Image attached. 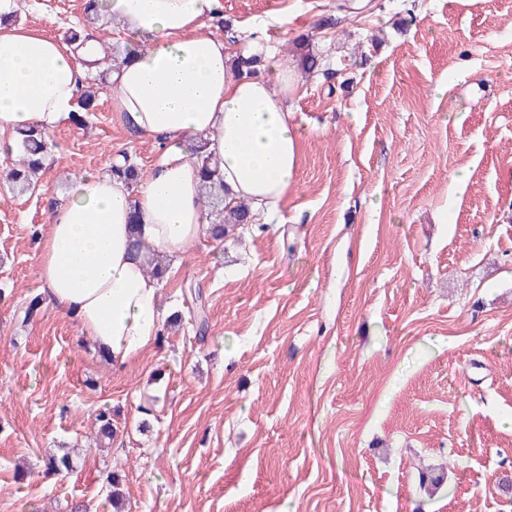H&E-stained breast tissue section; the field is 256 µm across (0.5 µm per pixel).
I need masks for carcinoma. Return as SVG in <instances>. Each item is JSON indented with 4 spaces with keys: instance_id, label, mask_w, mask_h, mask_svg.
Segmentation results:
<instances>
[{
    "instance_id": "cac0c4a2",
    "label": "carcinoma",
    "mask_w": 512,
    "mask_h": 512,
    "mask_svg": "<svg viewBox=\"0 0 512 512\" xmlns=\"http://www.w3.org/2000/svg\"><path fill=\"white\" fill-rule=\"evenodd\" d=\"M296 45L302 48L299 63L307 74H313L321 70L320 57L310 51V47L303 40L296 41ZM99 91L88 85L80 94L79 110L90 113L96 110ZM50 135L44 130L33 127L18 134L17 151L19 158L13 163L8 173V179L12 183V189L20 194L34 189L35 183L32 176L43 168L48 156ZM195 154L201 161V199L206 210V218L209 219V237L221 240L229 232L238 229L248 223L250 209L247 203L241 202L233 208L224 206V179L221 176L216 163L206 146L201 144L195 149ZM112 176L123 181L127 185L137 183L140 173L137 166L130 162L128 157L123 161L110 166ZM96 436L99 440H112L114 435L112 423V410L104 408L98 411L95 417ZM74 463L69 454L64 453L51 458L49 469L57 474L70 473Z\"/></svg>"
}]
</instances>
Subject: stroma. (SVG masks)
<instances>
[{
    "label": "stroma",
    "mask_w": 512,
    "mask_h": 512,
    "mask_svg": "<svg viewBox=\"0 0 512 512\" xmlns=\"http://www.w3.org/2000/svg\"><path fill=\"white\" fill-rule=\"evenodd\" d=\"M14 23L62 41L86 0H16ZM208 26L323 59L288 100L285 221L188 246L159 297L181 322L116 374L23 308L52 201L157 143L105 93L52 131L34 191L0 151V512H117L111 474L118 512H512V0H220Z\"/></svg>",
    "instance_id": "obj_1"
}]
</instances>
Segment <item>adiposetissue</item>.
Masks as SVG:
<instances>
[{
	"label": "adipose tissue",
	"instance_id": "obj_1",
	"mask_svg": "<svg viewBox=\"0 0 512 512\" xmlns=\"http://www.w3.org/2000/svg\"><path fill=\"white\" fill-rule=\"evenodd\" d=\"M103 7L138 43L112 72V109L159 139L163 152L134 191L109 175L72 180L40 240L35 282L119 373L163 328L160 282L148 260L180 265L207 233L194 146L206 144L218 160L229 201L277 224L296 183L302 132L286 104L295 70L273 62L258 35L242 54L269 68L240 74L232 48L207 26L219 0H104ZM105 67L88 47L0 26V135L54 130L74 112L89 73Z\"/></svg>",
	"mask_w": 512,
	"mask_h": 512
}]
</instances>
